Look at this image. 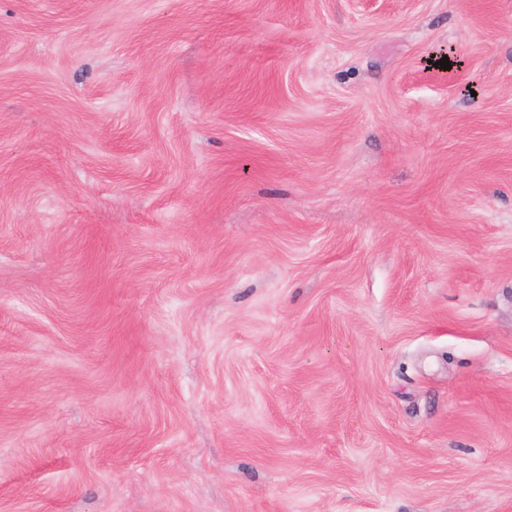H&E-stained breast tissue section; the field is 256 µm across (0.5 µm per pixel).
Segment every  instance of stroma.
Here are the masks:
<instances>
[{"mask_svg": "<svg viewBox=\"0 0 512 512\" xmlns=\"http://www.w3.org/2000/svg\"><path fill=\"white\" fill-rule=\"evenodd\" d=\"M0 512H512V0H0Z\"/></svg>", "mask_w": 512, "mask_h": 512, "instance_id": "stroma-1", "label": "stroma"}]
</instances>
